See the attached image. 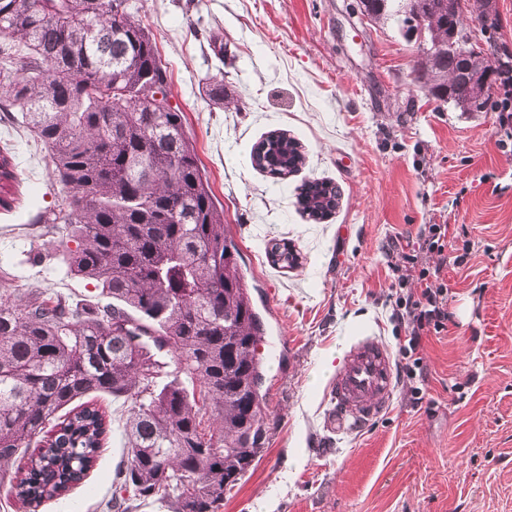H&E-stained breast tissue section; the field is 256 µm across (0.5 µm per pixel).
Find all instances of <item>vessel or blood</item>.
<instances>
[{"label":"vessel or blood","instance_id":"vessel-or-blood-1","mask_svg":"<svg viewBox=\"0 0 512 512\" xmlns=\"http://www.w3.org/2000/svg\"><path fill=\"white\" fill-rule=\"evenodd\" d=\"M395 383L391 353L381 338H355L329 381L334 424L358 427L381 415L391 404Z\"/></svg>","mask_w":512,"mask_h":512}]
</instances>
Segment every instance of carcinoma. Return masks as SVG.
I'll return each mask as SVG.
<instances>
[{
	"instance_id": "obj_1",
	"label": "carcinoma",
	"mask_w": 512,
	"mask_h": 512,
	"mask_svg": "<svg viewBox=\"0 0 512 512\" xmlns=\"http://www.w3.org/2000/svg\"><path fill=\"white\" fill-rule=\"evenodd\" d=\"M125 2L0 0V107L22 113L50 151L70 193L57 251L100 288L80 299L0 290V465L15 467L0 484L29 512L96 465L108 422L90 396L129 403L127 459L109 502L118 512L169 501L175 512H219L265 444L253 389L264 325L183 113L132 107L171 75L143 20L116 18ZM378 2L373 20L403 30L425 16L430 44L454 22L448 0ZM487 71L496 66L484 58L431 59L435 75H457L450 106L461 112L487 106ZM206 93L224 104V78H206ZM302 161L284 132L253 150L255 166L277 178ZM300 197L316 222L336 207L324 182Z\"/></svg>"
}]
</instances>
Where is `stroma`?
Wrapping results in <instances>:
<instances>
[{"label": "stroma", "instance_id": "obj_1", "mask_svg": "<svg viewBox=\"0 0 512 512\" xmlns=\"http://www.w3.org/2000/svg\"><path fill=\"white\" fill-rule=\"evenodd\" d=\"M137 5L265 327V450L220 512H512V145H498L500 94L481 112L431 98L415 80L426 62L418 42L394 22L368 20L359 0ZM462 18L489 60L512 45V0H491L483 15L465 8ZM218 72L220 107L203 84ZM273 131L304 155L284 178L252 162ZM0 150L16 174L0 207V285L94 293L51 249L69 192L17 113L0 112ZM313 179L337 190L335 211L319 223L297 199ZM424 224L448 225L453 236L467 229L472 242L466 267L446 276L448 330L422 342L433 405L414 407L401 378L385 414L330 430L328 381L346 346L370 332L395 352L408 334L389 300L391 244L416 243ZM283 242L294 265L271 261ZM98 403L112 431L94 469L39 512H105L126 459V408Z\"/></svg>", "mask_w": 512, "mask_h": 512}]
</instances>
